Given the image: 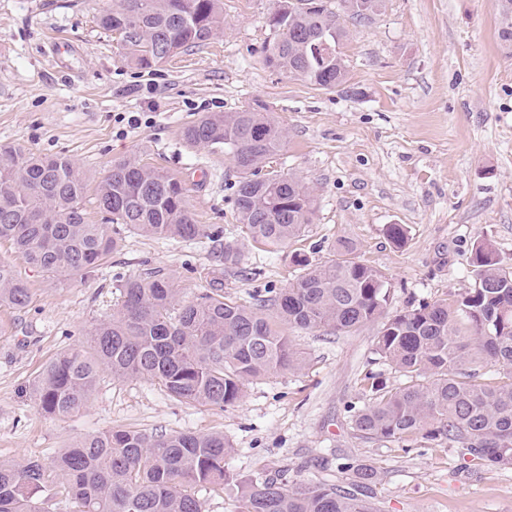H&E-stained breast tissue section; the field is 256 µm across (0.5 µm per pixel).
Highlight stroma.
<instances>
[{"mask_svg":"<svg viewBox=\"0 0 512 512\" xmlns=\"http://www.w3.org/2000/svg\"><path fill=\"white\" fill-rule=\"evenodd\" d=\"M103 3L0 0V146L66 154L92 186L112 162L130 158L177 176L197 223L241 251V265L224 271L225 296L286 288L294 254L324 262L341 240L393 283L397 308L468 288L477 240L491 238L512 261V0H383L373 20L346 23L342 92L266 64L279 0H224L223 31L151 71L129 66L98 27ZM247 106L287 128L271 166L300 177L315 199L305 236L274 253L238 227L230 159L182 140L202 113ZM132 115L139 127L127 125ZM390 224L406 225L403 245L387 239ZM0 259L31 288L25 309L0 307V460L48 465L83 436L111 429L221 433L232 446L227 466L245 479L282 472L294 483L348 489L354 471L370 465L380 512H512V466L490 468L420 440L405 451L353 431L366 374L401 382L374 351L373 325L349 335L290 330L304 366L251 381L222 409L106 371L78 414L46 416L31 394L35 377L111 317L126 279L158 268L189 299L205 288L216 255L205 238L129 233L87 277L47 276L6 243Z\"/></svg>","mask_w":512,"mask_h":512,"instance_id":"obj_1","label":"stroma"}]
</instances>
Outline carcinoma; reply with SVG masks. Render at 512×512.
<instances>
[{
  "label": "carcinoma",
  "instance_id": "cac0c4a2",
  "mask_svg": "<svg viewBox=\"0 0 512 512\" xmlns=\"http://www.w3.org/2000/svg\"><path fill=\"white\" fill-rule=\"evenodd\" d=\"M381 0H281L273 14L268 66L318 89L341 91L343 57L305 60L301 47L347 37L346 20H371ZM98 26L118 36L126 61L151 69L201 46L224 28L223 0H109ZM185 143L221 150L235 169L237 221L253 242L277 250L305 235L314 196L295 176L267 170L287 138L269 112L242 108L205 112L183 131ZM86 176L67 155L41 156L0 147V242L45 274L86 275L98 268L125 228L145 237L209 238L224 265L241 253L207 225L196 223L186 188L176 176L136 160L115 161L97 187L105 223L88 222ZM336 258L313 264L296 256L300 272L274 296L255 293L238 302L224 296L221 271L209 288L183 298L173 278L156 269L125 281L112 317L87 332L86 345L58 353L39 372L32 396L55 418L79 413L99 374L143 378L176 401L222 409L237 403L245 384L297 370L305 358L284 328L347 335L379 324L375 351L404 379L391 388L366 376L368 402L352 416L365 438L399 442L421 437L461 445L495 467L512 466V263L489 238L472 250L470 287L446 299L392 309L394 288L342 241ZM31 289L0 262V306L21 310ZM498 368L508 380L489 385L480 371ZM231 453L222 434L147 435L109 430L62 449L48 467L37 459L0 462V512H44L50 496L75 504L74 512H204L191 489L236 488L242 512H372L368 497L326 485L291 484L284 474L242 480L225 466Z\"/></svg>",
  "mask_w": 512,
  "mask_h": 512
}]
</instances>
